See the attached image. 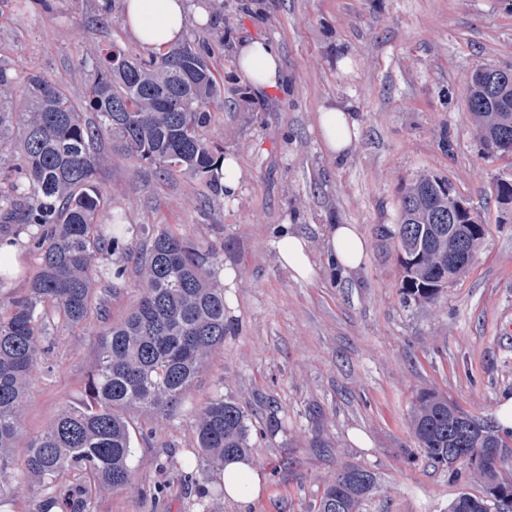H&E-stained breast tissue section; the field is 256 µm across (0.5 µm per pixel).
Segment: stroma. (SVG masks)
<instances>
[{
	"label": "stroma",
	"mask_w": 512,
	"mask_h": 512,
	"mask_svg": "<svg viewBox=\"0 0 512 512\" xmlns=\"http://www.w3.org/2000/svg\"><path fill=\"white\" fill-rule=\"evenodd\" d=\"M0 0V58L19 73L59 79L83 105L88 45L140 51L125 28L121 0L112 25L95 24L100 0ZM192 27L208 41L230 93L211 103L208 136L242 171L232 201L200 210L198 182L160 179L118 149L97 176L109 207L130 224H168L198 245H221L239 273L237 315L223 347L187 391L181 408L155 428L132 411L136 491H101L96 512H239L226 501L221 464L195 447L198 411L214 396L239 404L255 427L277 413L282 429L254 436L248 459L266 478L254 512H313L341 466L373 471L377 485L362 512H448L460 486L447 470L410 459L418 393L434 389L462 408L495 416L512 396V218L496 201L512 161L482 159L465 96L476 69L512 67V10L505 0H224L223 14ZM279 49L283 82L255 94L238 74L240 38ZM327 105L355 112L351 154L331 157L316 133ZM448 179L489 226L468 271L428 304L404 300L391 233L404 184ZM332 224H355L368 241L356 276H335L324 246ZM305 237L315 276L293 280L272 247L282 227ZM104 324L58 331L51 372H37L21 441L48 427L84 384ZM365 432L360 448L351 430ZM195 483L183 480L184 473Z\"/></svg>",
	"instance_id": "stroma-1"
}]
</instances>
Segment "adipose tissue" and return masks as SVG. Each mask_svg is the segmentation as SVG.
Masks as SVG:
<instances>
[{
	"instance_id": "1",
	"label": "adipose tissue",
	"mask_w": 512,
	"mask_h": 512,
	"mask_svg": "<svg viewBox=\"0 0 512 512\" xmlns=\"http://www.w3.org/2000/svg\"><path fill=\"white\" fill-rule=\"evenodd\" d=\"M122 11L124 24L134 40L155 52L179 44L191 27L208 20L206 7L192 4L191 0H123ZM236 65L255 93H263L281 83V55L267 39L242 41ZM317 132L328 153L340 159L356 142L359 121L352 111L329 106L318 114ZM273 246L282 269L292 279L306 281L312 277L310 247L304 237L285 231L274 240ZM326 251L340 274L349 276L365 264L368 245L357 225L335 224L328 229ZM221 479L226 499L238 504L241 512H253L265 485L260 473L248 463L235 459L225 462Z\"/></svg>"
}]
</instances>
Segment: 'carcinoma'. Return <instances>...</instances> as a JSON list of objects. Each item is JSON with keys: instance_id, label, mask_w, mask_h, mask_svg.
<instances>
[{"instance_id": "obj_1", "label": "carcinoma", "mask_w": 512, "mask_h": 512, "mask_svg": "<svg viewBox=\"0 0 512 512\" xmlns=\"http://www.w3.org/2000/svg\"><path fill=\"white\" fill-rule=\"evenodd\" d=\"M200 40L165 53L134 55L112 46L90 48L85 108L88 120L57 79L16 75L0 58V246L26 235L38 262L27 295L0 303V496L15 491L14 450L24 426L30 379L50 361V329L74 332L91 319L107 324L98 361L87 377L86 403L67 406L25 446L24 483L44 492L40 512H96L104 488L132 490L133 438L127 412L139 409L162 422L172 417L224 344V289L210 280L218 258L168 224L98 223L105 206L94 184L112 157L99 142L110 134L137 161L166 179L191 177L203 190L197 201H216L214 171L224 153L207 137V105L224 99V83ZM467 108L483 155L496 158L502 139L512 142V70L481 68L472 76ZM446 179L423 175L396 204L393 232L402 250V291L431 303L472 265L488 233L473 211L448 221ZM497 199L512 205V178H498ZM109 272L101 275V263ZM134 273L136 306L109 323V298ZM411 429L422 457L448 468L461 491L448 512H512V478L503 474L512 446L492 419L464 411L432 390L415 401ZM195 447L213 461L245 456L251 427L239 405L211 399L197 415ZM479 493L468 491L471 484ZM376 474L355 464L336 472L314 505L316 512H360Z\"/></svg>"}]
</instances>
